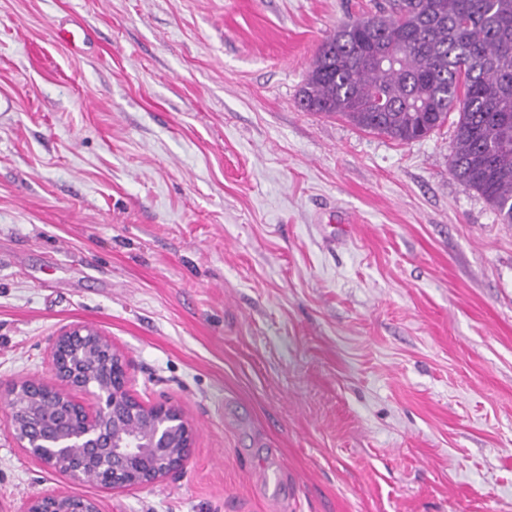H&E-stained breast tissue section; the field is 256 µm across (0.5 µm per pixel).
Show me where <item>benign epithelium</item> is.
I'll return each mask as SVG.
<instances>
[{"label":"benign epithelium","mask_w":512,"mask_h":512,"mask_svg":"<svg viewBox=\"0 0 512 512\" xmlns=\"http://www.w3.org/2000/svg\"><path fill=\"white\" fill-rule=\"evenodd\" d=\"M112 356V376L91 385L86 365L96 353ZM51 379L33 376L8 387L43 412L19 422L11 407L6 426L19 447L45 466L75 482L92 475L103 487H151L184 469L193 448V432L183 409L170 401L145 405L127 389V362L112 337L72 325L53 338L48 352ZM89 393L95 408L86 409L70 391ZM141 428L128 432L129 420ZM21 512H99L96 501L79 494L46 492L26 499Z\"/></svg>","instance_id":"benign-epithelium-1"}]
</instances>
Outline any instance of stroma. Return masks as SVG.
Listing matches in <instances>:
<instances>
[{"label": "stroma", "instance_id": "35a3bbf8", "mask_svg": "<svg viewBox=\"0 0 512 512\" xmlns=\"http://www.w3.org/2000/svg\"><path fill=\"white\" fill-rule=\"evenodd\" d=\"M375 0H0V512H512V224L409 143L308 112ZM112 337L185 469L75 484L5 425L61 328ZM81 502L83 506L74 510L71 504ZM19 512H99L96 501L79 494L46 492L26 499Z\"/></svg>", "mask_w": 512, "mask_h": 512}]
</instances>
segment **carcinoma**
<instances>
[{
    "mask_svg": "<svg viewBox=\"0 0 512 512\" xmlns=\"http://www.w3.org/2000/svg\"><path fill=\"white\" fill-rule=\"evenodd\" d=\"M300 104L399 143L458 113L452 174L512 224V0H385L321 44Z\"/></svg>",
    "mask_w": 512,
    "mask_h": 512,
    "instance_id": "obj_1",
    "label": "carcinoma"
}]
</instances>
